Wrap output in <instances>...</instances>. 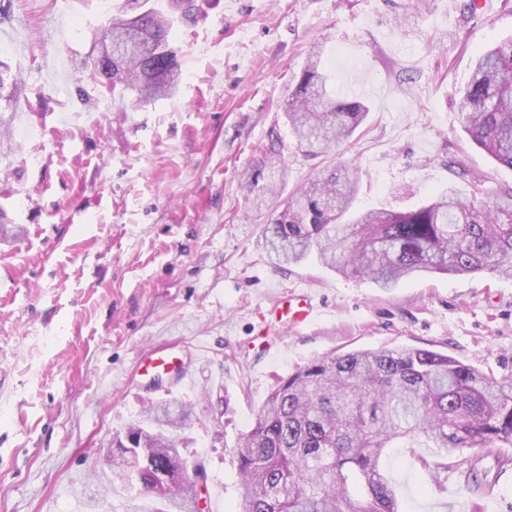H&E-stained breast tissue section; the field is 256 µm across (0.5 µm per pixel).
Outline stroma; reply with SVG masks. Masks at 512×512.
Returning <instances> with one entry per match:
<instances>
[{"instance_id":"1","label":"stroma","mask_w":512,"mask_h":512,"mask_svg":"<svg viewBox=\"0 0 512 512\" xmlns=\"http://www.w3.org/2000/svg\"><path fill=\"white\" fill-rule=\"evenodd\" d=\"M209 0L171 34L181 78L140 105L85 62L123 0H0V512H125L101 464L150 407L189 406L179 448L202 466L203 512H241L235 456L268 394L311 360L433 349L484 370L512 358V279L436 275L380 288L308 259L274 264L265 227L296 190L346 164L361 209H405L436 192L512 187L465 133L456 106L473 60L512 37V0ZM336 91L357 76L366 123L330 157L306 156L285 117L309 50ZM285 182L255 208L244 174L270 141ZM458 161L467 169H450ZM289 293L312 324L269 346L261 314ZM178 371L140 379L148 350ZM423 444L380 466L407 512H512L509 463L485 460L497 493L462 473L435 482Z\"/></svg>"}]
</instances>
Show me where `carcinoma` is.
Returning a JSON list of instances; mask_svg holds the SVG:
<instances>
[{
  "label": "carcinoma",
  "mask_w": 512,
  "mask_h": 512,
  "mask_svg": "<svg viewBox=\"0 0 512 512\" xmlns=\"http://www.w3.org/2000/svg\"><path fill=\"white\" fill-rule=\"evenodd\" d=\"M125 0L123 13L101 28L112 39V93L131 92L138 103L167 97L180 79L169 33L202 17L198 0L183 12L163 3ZM322 49L311 52L288 101V126L307 155L336 154L369 114L368 106L329 89ZM458 106L470 139L496 162L512 168V39L477 57ZM356 182L346 165L319 174L299 190L267 228L266 243L277 264L313 255L342 274L365 275L380 288L438 274L496 273L512 278V189L483 197L478 181L467 198L453 190L411 210H358ZM174 419L166 407L149 409L151 425L135 424L152 449L149 465L128 458L135 450L117 437L112 475L127 487L143 471V490L181 512L178 502L195 484L183 478L178 492L156 490L153 471L187 470ZM437 449L420 465L436 474L466 468L467 481L483 473L462 457L481 448L502 463L512 447V374L498 376L442 352L402 347L355 350L315 358L280 379L239 441L242 512H404L379 467L401 443Z\"/></svg>",
  "instance_id": "1"
}]
</instances>
